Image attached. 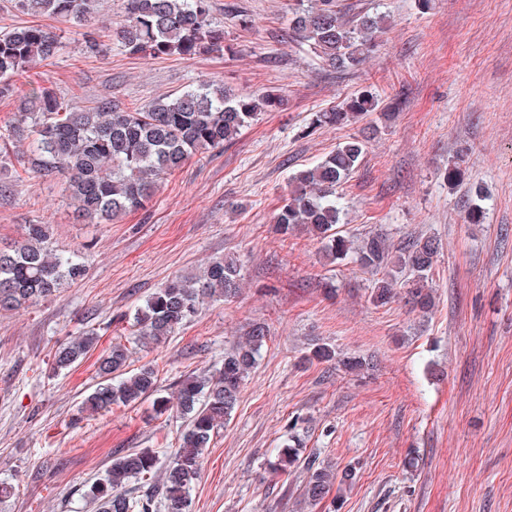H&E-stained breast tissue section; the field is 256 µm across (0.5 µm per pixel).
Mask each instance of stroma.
<instances>
[{
    "mask_svg": "<svg viewBox=\"0 0 512 512\" xmlns=\"http://www.w3.org/2000/svg\"><path fill=\"white\" fill-rule=\"evenodd\" d=\"M293 2L209 0L224 50L187 60L117 45L97 54L68 23L0 0V30L39 23L65 34L56 58L0 98V243L47 224L56 249L86 252L88 265L60 296L0 314V482L13 487L0 512H95L86 492L115 454L151 448L165 458L175 448L183 421L157 414L152 400L83 411L113 343L130 348L129 371L154 368L168 397L257 324L266 342L204 452L192 512H512V0H352L390 25L343 72L294 33ZM210 80L286 105L193 156L145 209L109 224L79 221L60 177L34 173L23 145L3 136L38 86L71 110L105 100L133 109ZM364 90L377 107L363 120L313 126L316 113ZM369 126L364 159L337 190L338 229L395 244L436 237L425 314L401 288L373 303L370 270L327 261L306 232L274 230L289 176ZM454 165L457 186L445 177ZM471 186L487 193L477 224L464 220ZM224 255L242 264L239 294L205 302L164 344L136 345V309L173 275ZM88 331L95 349L54 371L58 347ZM316 343L370 366L311 360ZM295 435L302 457L355 468L354 485L304 503L305 471L268 467Z\"/></svg>",
    "mask_w": 512,
    "mask_h": 512,
    "instance_id": "35a3bbf8",
    "label": "stroma"
}]
</instances>
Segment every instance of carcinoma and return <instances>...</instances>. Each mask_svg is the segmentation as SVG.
Instances as JSON below:
<instances>
[{
	"label": "carcinoma",
	"instance_id": "cac0c4a2",
	"mask_svg": "<svg viewBox=\"0 0 512 512\" xmlns=\"http://www.w3.org/2000/svg\"><path fill=\"white\" fill-rule=\"evenodd\" d=\"M117 41L132 54L179 55L192 59L224 50V29L210 19L208 0H126ZM15 7L32 15L48 14L82 31L88 48L103 42L89 26L95 0H15ZM292 28L327 66L340 71L359 66L372 51L385 18L351 12L341 0H298ZM62 36L41 25L17 26L0 34V96L14 91L12 79L32 65L54 59ZM284 99L272 93L231 94L208 81L174 96L158 98L142 108L128 109L110 101L81 112L68 111L46 88H33L20 104L12 137L30 141V166L47 175L61 176L64 191L81 216L93 223L140 209L161 179L180 169L196 153L218 148L236 136L258 115L260 108L278 109ZM367 91L335 112H322L317 123L359 121L375 110ZM365 139L348 138L322 161L294 173L290 193L280 208L275 229L288 234L306 229L320 239L325 255L344 260L355 255L360 265L381 274L371 291L373 302L394 298L398 279H404L408 302L422 312L434 306L429 281L438 252L432 236H411L396 246L382 234H373L353 248L338 235L342 208L336 189L360 165ZM85 257L63 255L52 248L50 227L30 224L25 235L0 248V313L49 298L82 278ZM240 290V264L231 257L214 259L200 269L177 275L152 293L136 310L139 342L158 346L198 313L207 299L235 296ZM266 330L256 325L214 369L190 375L176 387L173 399L158 397L159 411L174 410L184 419L176 448L162 461L151 448L129 449L112 458L106 476L87 493L96 512H190V492L198 480L202 456L218 427L238 406L245 381L257 365ZM92 336H80L58 349L55 365L66 369L91 350ZM129 351L115 345L98 364L101 381L85 398V409L105 412L114 404L130 405L157 392V375L150 367L126 371ZM301 439L281 449L269 463L275 472L306 464L301 495L316 505L334 486L349 487L355 472L341 473L329 464L301 461ZM141 483L132 496L125 485Z\"/></svg>",
	"mask_w": 512,
	"mask_h": 512
}]
</instances>
